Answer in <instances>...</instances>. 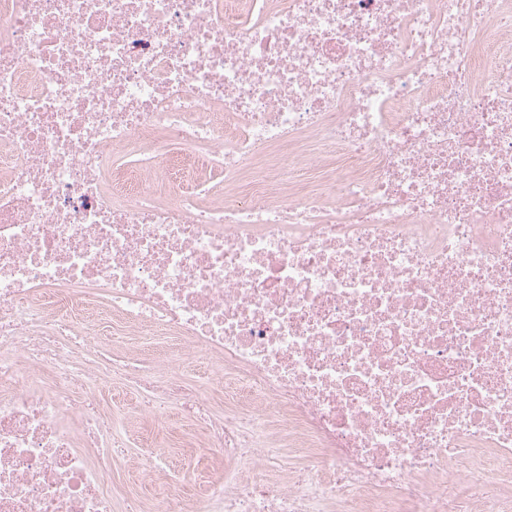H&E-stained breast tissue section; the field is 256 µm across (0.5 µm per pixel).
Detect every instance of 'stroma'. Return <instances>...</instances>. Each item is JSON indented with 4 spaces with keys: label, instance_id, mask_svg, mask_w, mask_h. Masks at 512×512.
<instances>
[{
    "label": "stroma",
    "instance_id": "stroma-1",
    "mask_svg": "<svg viewBox=\"0 0 512 512\" xmlns=\"http://www.w3.org/2000/svg\"><path fill=\"white\" fill-rule=\"evenodd\" d=\"M138 398L139 392L131 384L108 375L101 378L100 402L124 422L128 444L124 458L112 468L108 494L115 498H157V487L142 475L143 452L151 442L164 445L167 450L170 482L204 485L223 470L221 454L204 445L190 422L177 415L164 424L141 417L132 409Z\"/></svg>",
    "mask_w": 512,
    "mask_h": 512
}]
</instances>
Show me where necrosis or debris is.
I'll list each match as a JSON object with an SVG mask.
<instances>
[{"mask_svg":"<svg viewBox=\"0 0 512 512\" xmlns=\"http://www.w3.org/2000/svg\"><path fill=\"white\" fill-rule=\"evenodd\" d=\"M104 367L156 512H512V0H0V512H113ZM139 395L134 386L116 377L105 375L100 380V402L124 422L129 446L125 457L113 465L112 483L105 487L108 494L114 498L153 500L158 497V488L142 476V454L152 441L167 450L169 482L183 483L190 488L197 479L202 486L224 470V458L204 445L195 427L186 419L172 415L166 424H158L135 413L131 407Z\"/></svg>","mask_w":512,"mask_h":512,"instance_id":"necrosis-or-debris-1","label":"necrosis or debris"}]
</instances>
